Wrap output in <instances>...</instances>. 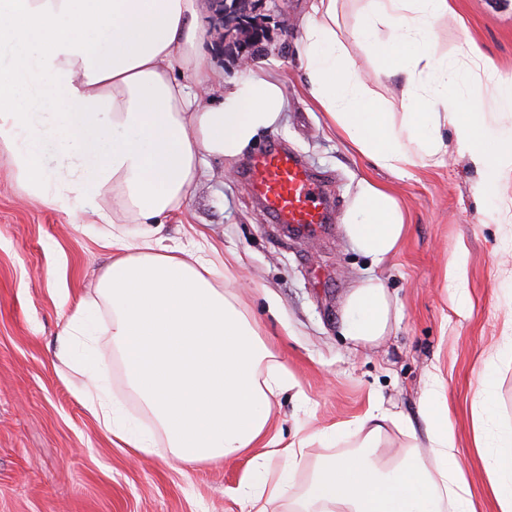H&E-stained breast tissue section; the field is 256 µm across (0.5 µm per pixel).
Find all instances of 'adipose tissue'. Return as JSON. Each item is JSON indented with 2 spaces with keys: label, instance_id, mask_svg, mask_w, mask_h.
<instances>
[{
  "label": "adipose tissue",
  "instance_id": "adipose-tissue-1",
  "mask_svg": "<svg viewBox=\"0 0 512 512\" xmlns=\"http://www.w3.org/2000/svg\"><path fill=\"white\" fill-rule=\"evenodd\" d=\"M340 0H310L300 39L307 92L328 123L377 167L404 173L434 160L453 129L461 154L481 175L486 197L512 177V79L477 58L493 84L489 111L475 109L466 74L431 49L433 24L449 0H358L360 22L342 39ZM200 0H0V161L24 196L62 212L92 203L97 237L112 253L94 296L75 306L65 330L92 336L97 310L129 389L155 418L174 457L193 465L232 459L268 442L284 466L277 477L246 475L247 512H475L441 392L422 409L428 454L407 449L383 461L387 425L402 417L371 408L352 423L319 432L323 441L358 438L355 453L321 461L306 491L291 475L306 440L267 439L273 400L291 379L254 325L211 276L213 246L192 239L163 245L158 225L178 211L199 177L202 156L234 158L271 130L287 107L281 80L262 68L209 97L214 68L201 51ZM382 55L378 73L397 79L409 110L386 111L351 61L348 41ZM60 165L49 166L48 154ZM140 225L130 236L126 225ZM347 238L380 262L405 224L385 186L363 178L344 216ZM391 306L370 278L350 293L342 333L372 343L385 336ZM86 407L119 448L151 452L153 436L129 424L90 378ZM474 448L499 512H512V426L497 420L493 379L480 381Z\"/></svg>",
  "mask_w": 512,
  "mask_h": 512
}]
</instances>
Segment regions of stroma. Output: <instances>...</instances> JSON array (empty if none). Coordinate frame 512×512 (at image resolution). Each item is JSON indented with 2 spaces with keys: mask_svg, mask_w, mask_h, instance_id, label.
<instances>
[{
  "mask_svg": "<svg viewBox=\"0 0 512 512\" xmlns=\"http://www.w3.org/2000/svg\"><path fill=\"white\" fill-rule=\"evenodd\" d=\"M454 13L436 23L437 55L465 72L474 68L470 44L512 78V0H452ZM308 0L276 8L261 0L255 15L265 36L251 49L254 65L277 72L288 99L281 123L228 162L207 158L204 175L181 209L165 221L167 245L204 231L221 255L238 262L212 278L254 323L295 381L273 405L272 431L309 437L352 422L377 405L409 420L415 436L388 426L386 453L426 446L421 409L433 378L448 402L458 458L477 512H499L473 448V408L483 371L497 385L501 423L512 424V223L490 221L491 201L481 176L446 132L439 164H416L398 175L351 149L309 99L296 44ZM200 22L201 48L220 80H244L213 0ZM286 142L307 166L328 180L334 200L329 229L291 235L273 224L240 170L272 140ZM390 188L407 224L398 251L376 264L346 238L343 217L361 178ZM86 204L74 213L23 198L10 167L0 163V512H242L241 479L250 456L186 466L172 455L163 433L150 454L112 444L85 407V377L61 364L71 347L92 360L125 417L143 428L155 423L129 390L108 336L93 347L68 343L62 332L74 306L93 295L111 255L85 231ZM465 262L466 298L454 299L447 263ZM384 282L398 312L387 336L361 343L343 336L344 305L363 279ZM358 440L311 441L293 473L295 493L308 487L326 457L354 452Z\"/></svg>",
  "mask_w": 512,
  "mask_h": 512,
  "instance_id": "1",
  "label": "stroma"
}]
</instances>
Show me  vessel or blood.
I'll use <instances>...</instances> for the list:
<instances>
[{
	"mask_svg": "<svg viewBox=\"0 0 512 512\" xmlns=\"http://www.w3.org/2000/svg\"><path fill=\"white\" fill-rule=\"evenodd\" d=\"M243 178L274 223L308 232L327 223L323 182L296 152L269 145L250 162Z\"/></svg>",
	"mask_w": 512,
	"mask_h": 512,
	"instance_id": "1",
	"label": "vessel or blood"
}]
</instances>
